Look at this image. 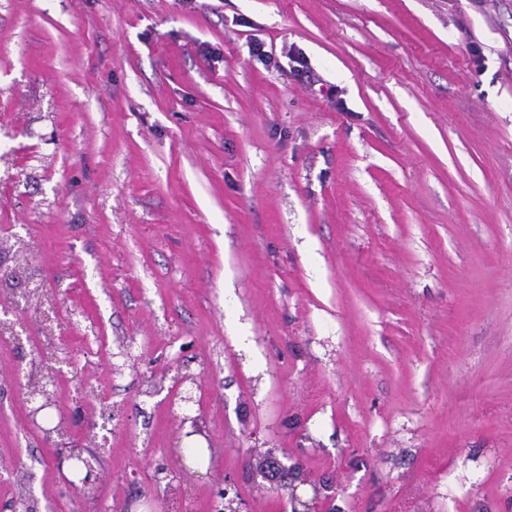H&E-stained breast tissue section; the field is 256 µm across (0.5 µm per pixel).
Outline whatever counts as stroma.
<instances>
[{
	"instance_id": "35a3bbf8",
	"label": "stroma",
	"mask_w": 512,
	"mask_h": 512,
	"mask_svg": "<svg viewBox=\"0 0 512 512\" xmlns=\"http://www.w3.org/2000/svg\"><path fill=\"white\" fill-rule=\"evenodd\" d=\"M268 450L512 512V0H0V512H285ZM75 457L83 460L86 466V473L84 477L81 479L82 486L80 488L71 480L67 481V483L71 486H74L77 489L82 490L83 492L88 493L90 491H93L96 488L97 483L99 481V469L96 468L85 456V448H71L69 458L73 459Z\"/></svg>"
}]
</instances>
